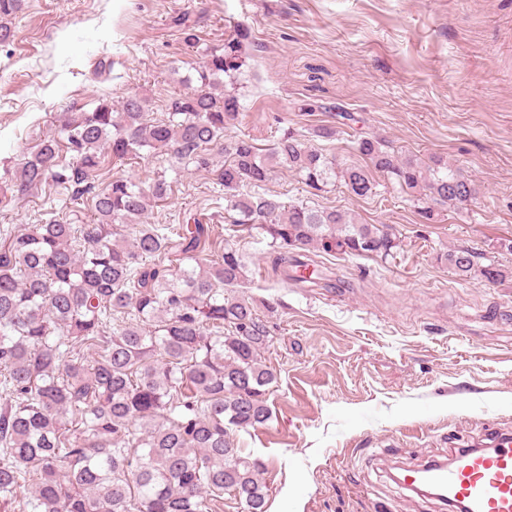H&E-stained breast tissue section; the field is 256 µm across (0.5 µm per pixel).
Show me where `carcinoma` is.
<instances>
[{
    "label": "carcinoma",
    "instance_id": "1",
    "mask_svg": "<svg viewBox=\"0 0 512 512\" xmlns=\"http://www.w3.org/2000/svg\"><path fill=\"white\" fill-rule=\"evenodd\" d=\"M22 0H0L5 20ZM248 28L238 24L222 49L205 52L196 78L174 94L167 119L146 120L147 100H101L70 112L63 125L71 160L48 139L21 155L13 190L47 181L79 189L106 158L166 152L184 165H213L210 146L234 125L242 105L237 75ZM368 166L336 163L285 130L266 154L247 139L224 144V223L269 240L273 265L317 269L288 251L309 249L387 258L400 248L388 226L356 224L335 209L286 205L257 191L284 166L315 190L339 183L357 197L376 194L378 173L412 197L431 222L441 208L468 205L473 180L448 163L402 156L364 136ZM149 190L117 177L93 200L89 224L53 220L10 235L0 246V508L15 512H211L230 490L247 512H266L265 463L231 446L233 431L266 424L274 369L253 303L225 294L246 279V257L230 246L202 258L203 224L165 228L143 221ZM179 252L176 269L163 259ZM465 247L444 260L461 277L488 284L512 271Z\"/></svg>",
    "mask_w": 512,
    "mask_h": 512
}]
</instances>
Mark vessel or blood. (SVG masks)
Returning <instances> with one entry per match:
<instances>
[{"label": "vessel or blood", "mask_w": 512, "mask_h": 512, "mask_svg": "<svg viewBox=\"0 0 512 512\" xmlns=\"http://www.w3.org/2000/svg\"><path fill=\"white\" fill-rule=\"evenodd\" d=\"M488 436L489 447L449 449L445 458L400 469L394 480L465 512H512V432L492 428Z\"/></svg>", "instance_id": "b4317fda"}]
</instances>
